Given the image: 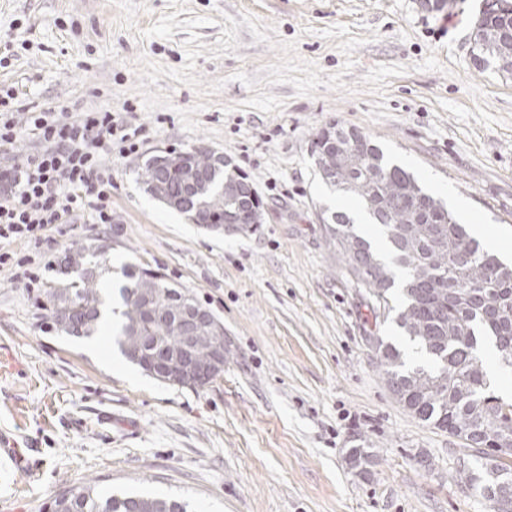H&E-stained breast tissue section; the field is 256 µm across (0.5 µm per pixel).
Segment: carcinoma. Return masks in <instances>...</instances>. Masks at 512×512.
I'll return each instance as SVG.
<instances>
[{"instance_id": "obj_1", "label": "carcinoma", "mask_w": 512, "mask_h": 512, "mask_svg": "<svg viewBox=\"0 0 512 512\" xmlns=\"http://www.w3.org/2000/svg\"><path fill=\"white\" fill-rule=\"evenodd\" d=\"M485 52L480 68L502 73L512 67V7L486 8L478 19ZM331 124L312 141V156L324 182L354 196L384 238L386 256L359 235L344 211L331 214L328 243L351 273L427 358L409 366L395 344L379 336L370 347L385 384L415 419L464 442L472 459L459 469L468 488L480 492L489 512H512V403L496 395L483 368L480 344L492 342L498 358L512 367V266L486 249L475 231L460 223L441 199L395 164L373 140L357 133V143L338 142ZM145 190L195 224H224L232 216L248 221L249 183L224 167V157L204 146L164 153L145 162ZM72 280L44 292L43 310L57 329L66 310L88 337L104 319L99 264L82 248L64 257ZM119 288L122 310L115 342L123 355L155 342H181L170 319L178 309L176 288L157 271L127 266ZM357 475L372 463L366 448L349 451ZM45 512H190L173 497L100 493L89 483L73 485L45 506Z\"/></svg>"}]
</instances>
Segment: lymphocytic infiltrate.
I'll return each mask as SVG.
<instances>
[{"instance_id":"obj_1","label":"lymphocytic infiltrate","mask_w":512,"mask_h":512,"mask_svg":"<svg viewBox=\"0 0 512 512\" xmlns=\"http://www.w3.org/2000/svg\"><path fill=\"white\" fill-rule=\"evenodd\" d=\"M13 87H0V240L38 244L49 226L84 211L96 223L112 221V153L134 151L138 135L121 132L110 111L72 116L17 106ZM32 135L34 151L13 161L19 134Z\"/></svg>"}]
</instances>
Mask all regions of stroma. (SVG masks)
<instances>
[{
  "label": "stroma",
  "instance_id": "1",
  "mask_svg": "<svg viewBox=\"0 0 512 512\" xmlns=\"http://www.w3.org/2000/svg\"><path fill=\"white\" fill-rule=\"evenodd\" d=\"M485 0H0V84L22 105L110 110L140 129L113 154L109 224L90 215L34 246L30 283L0 270V512H42L97 489L179 497L192 512H487L460 481L464 443L409 415L367 343L422 363L326 241L342 195L312 140L338 123L380 145L461 222L512 257V77L481 70L470 36ZM203 145L257 190L259 229L216 233L148 195L155 150ZM106 243L99 286L160 270L224 323V373L192 389L118 351L46 327L36 304L66 250ZM373 463L355 475L349 449Z\"/></svg>",
  "mask_w": 512,
  "mask_h": 512
}]
</instances>
